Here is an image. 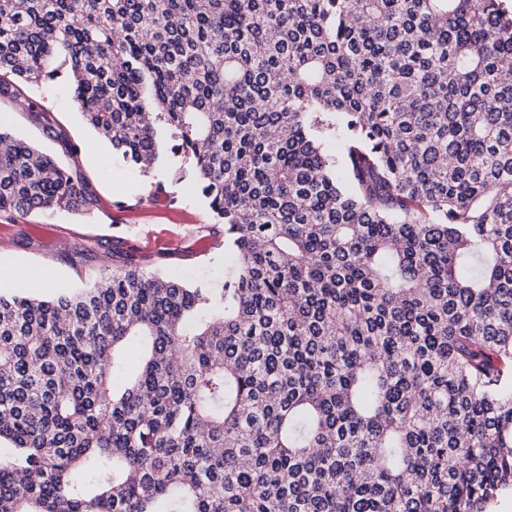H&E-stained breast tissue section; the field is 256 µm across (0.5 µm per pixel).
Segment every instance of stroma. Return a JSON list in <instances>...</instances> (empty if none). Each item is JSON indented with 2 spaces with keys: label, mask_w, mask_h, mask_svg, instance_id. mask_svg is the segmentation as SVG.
<instances>
[{
  "label": "stroma",
  "mask_w": 512,
  "mask_h": 512,
  "mask_svg": "<svg viewBox=\"0 0 512 512\" xmlns=\"http://www.w3.org/2000/svg\"><path fill=\"white\" fill-rule=\"evenodd\" d=\"M80 150L76 158L89 181L95 203L86 213H32L17 222L0 215V269L24 279L53 274L66 288H79L105 264L104 252L119 245L145 264H161L182 279L217 283L224 279V251L206 247L222 234L212 223L190 180L174 182L169 165L151 174L115 161L111 146L81 116L66 79L49 96L31 89ZM0 129L25 138L41 151L61 155L62 148L44 132L36 113L0 99ZM164 184L173 196L169 207L153 204L149 186Z\"/></svg>",
  "instance_id": "1"
}]
</instances>
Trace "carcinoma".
I'll return each mask as SVG.
<instances>
[{"label":"carcinoma","instance_id":"1","mask_svg":"<svg viewBox=\"0 0 512 512\" xmlns=\"http://www.w3.org/2000/svg\"><path fill=\"white\" fill-rule=\"evenodd\" d=\"M506 2L0 0V97L63 76L118 161L171 142L228 261L187 284L114 247L80 289L0 293V512L512 491ZM92 203L0 130V213Z\"/></svg>","mask_w":512,"mask_h":512}]
</instances>
